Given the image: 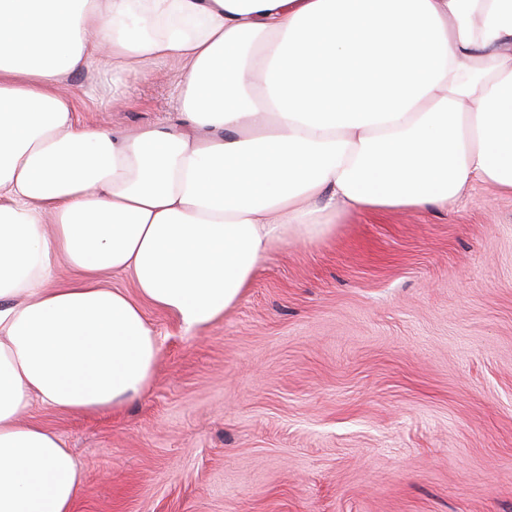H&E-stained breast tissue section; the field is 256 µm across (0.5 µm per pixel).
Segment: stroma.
Masks as SVG:
<instances>
[{
  "mask_svg": "<svg viewBox=\"0 0 512 512\" xmlns=\"http://www.w3.org/2000/svg\"><path fill=\"white\" fill-rule=\"evenodd\" d=\"M174 59L69 79L121 136L175 124ZM160 334L111 412L34 402L85 474L75 512H512V195L352 212L287 241L222 319Z\"/></svg>",
  "mask_w": 512,
  "mask_h": 512,
  "instance_id": "1",
  "label": "stroma"
}]
</instances>
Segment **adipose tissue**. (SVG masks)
<instances>
[{"label":"adipose tissue","mask_w":512,"mask_h":512,"mask_svg":"<svg viewBox=\"0 0 512 512\" xmlns=\"http://www.w3.org/2000/svg\"><path fill=\"white\" fill-rule=\"evenodd\" d=\"M166 58L175 125L119 138L58 91ZM477 182L512 194V0H0V512H74L84 472L26 415L148 391L144 305L209 325L286 239Z\"/></svg>","instance_id":"obj_1"}]
</instances>
